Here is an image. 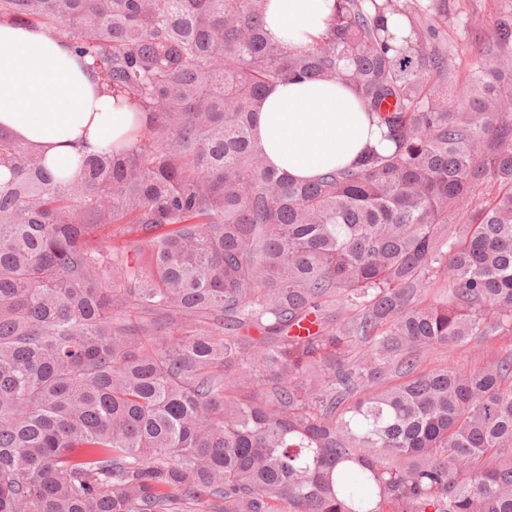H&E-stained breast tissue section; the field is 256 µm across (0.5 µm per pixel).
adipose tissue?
<instances>
[{
	"label": "adipose tissue",
	"mask_w": 512,
	"mask_h": 512,
	"mask_svg": "<svg viewBox=\"0 0 512 512\" xmlns=\"http://www.w3.org/2000/svg\"><path fill=\"white\" fill-rule=\"evenodd\" d=\"M335 0H268L272 42L307 49L332 23ZM147 113L104 92L70 45L49 30L0 22V130L36 150L58 177L77 179L81 157L118 148ZM255 136L268 166L308 181L392 151L355 91L326 80L285 81L265 93Z\"/></svg>",
	"instance_id": "ef3b65f1"
}]
</instances>
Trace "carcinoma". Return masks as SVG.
I'll return each mask as SVG.
<instances>
[{
    "instance_id": "carcinoma-1",
    "label": "carcinoma",
    "mask_w": 512,
    "mask_h": 512,
    "mask_svg": "<svg viewBox=\"0 0 512 512\" xmlns=\"http://www.w3.org/2000/svg\"><path fill=\"white\" fill-rule=\"evenodd\" d=\"M267 3L0 0L149 115L76 181L0 130V512H512V4L459 91L449 0H336L308 52ZM291 78L393 150L269 168ZM492 356V350H487L483 355H477L464 349L448 351V349L439 348L427 356L424 366L433 369L452 365L460 369L473 370L485 364Z\"/></svg>"
}]
</instances>
